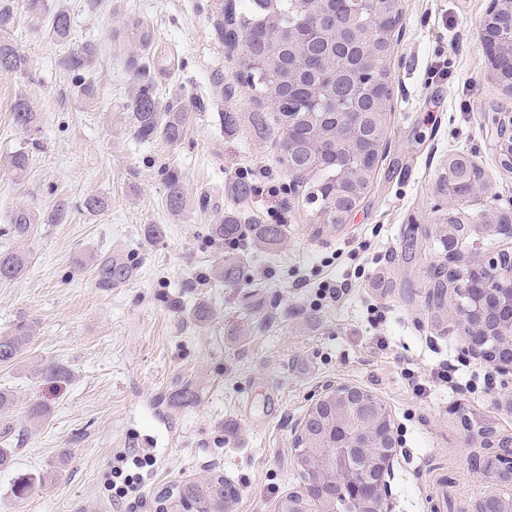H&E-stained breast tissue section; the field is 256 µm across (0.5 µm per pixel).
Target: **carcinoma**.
I'll use <instances>...</instances> for the list:
<instances>
[{
    "instance_id": "cac0c4a2",
    "label": "carcinoma",
    "mask_w": 512,
    "mask_h": 512,
    "mask_svg": "<svg viewBox=\"0 0 512 512\" xmlns=\"http://www.w3.org/2000/svg\"><path fill=\"white\" fill-rule=\"evenodd\" d=\"M304 6L299 0H215L217 13L216 31L218 38L230 49L240 50L242 72L245 73L247 84L255 92V102L262 105L281 97L292 95L307 98L316 94L321 85L328 79L327 73L310 65V58H295L288 51V43L275 36L290 25L297 26L302 19L303 8L315 10L318 0H308ZM387 0H366L362 13L350 19L353 28L366 38H373L375 49L372 62L377 69H382L386 58L392 53L393 42L385 41L372 35L370 19L372 15L385 8ZM23 9L29 21L38 26L43 22L47 4L45 0H24ZM301 26V25H299ZM71 19L67 10L57 9L48 27V36L57 42H63L70 36ZM307 31L306 26H301ZM94 52L85 47L73 52L64 59V65L73 73H81L93 66ZM29 59L18 51L11 43L0 39V72L23 75L28 72ZM127 109L131 114L133 128L137 136L144 140L161 136L167 142H180L186 130V113L178 102L164 103L156 86L149 82L136 79L132 82L128 93ZM13 121L16 126L28 129L36 123V113L24 100L16 101L13 108ZM302 130L319 138L323 144L336 139V121L327 120L316 115H300L293 117ZM280 162L287 169L307 166L312 172L315 182L312 185L314 194L320 202L331 199L330 189L336 181V167L326 163L315 167L298 153L288 154L282 151ZM166 205L174 214L182 213L187 207V196L180 176L167 174ZM35 219L25 207L15 210L12 224L7 232L16 237L28 235ZM241 225L229 216L218 224L210 227L209 235L215 240L233 239L240 234ZM255 239L264 245L280 244L283 229L280 224H257L254 226ZM26 254L21 251L0 252V281L9 282L19 278L25 270ZM215 278L224 283L226 288H236L242 279L238 261L231 260L215 268ZM33 339L32 326L21 323L11 334L0 336V365L14 366L20 362L25 349ZM32 374L47 380H58L68 375L66 368L53 361H40L32 366ZM48 416V409L39 403L28 406L25 414L26 428L33 429L41 425ZM296 457H306V463H297L301 481L310 484L315 478L314 468L317 460L308 447V443L295 441ZM34 479L21 477L13 485L14 503L21 504L32 490ZM239 491L236 485L227 480L223 474L213 471L194 481L185 480L178 486L176 495L169 509L179 512L184 509H197V512H224L225 507H234ZM332 512H353L356 508L350 490L337 494L329 504Z\"/></svg>"
}]
</instances>
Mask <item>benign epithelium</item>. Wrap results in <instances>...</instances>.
<instances>
[{
    "label": "benign epithelium",
    "mask_w": 512,
    "mask_h": 512,
    "mask_svg": "<svg viewBox=\"0 0 512 512\" xmlns=\"http://www.w3.org/2000/svg\"><path fill=\"white\" fill-rule=\"evenodd\" d=\"M364 0H327L325 12L310 19L313 28L325 27L332 34L335 46L333 54L336 67L330 77L336 80V128L363 127L375 120L379 110L391 105L394 88L391 78L370 70H353L346 49L355 46L360 54L372 52L371 43L357 39L349 27V16L361 10ZM403 17L400 9L383 11L374 18L372 31L386 37L401 31ZM479 38L490 65V73L503 88L512 93V0H490L479 26ZM497 125V147L502 163L512 168V117L493 118ZM354 146L362 158V169L374 164L375 154L381 143L369 139L355 140ZM315 160L336 164V213L343 214L342 223L359 208L360 187L357 179L347 175L343 156L338 150L319 149ZM475 163L467 156L454 155L448 159V186L445 194L454 201H463L485 190V182L469 176ZM499 234L512 239V207L501 209L493 216ZM448 281L454 284L459 298L455 316L466 337L468 351L484 358L492 357L498 371H512V252L501 249L479 255L452 253L448 256ZM316 408L308 411L301 427L319 419L328 412L336 414L337 407L344 405L346 416L336 420V432L347 439L333 442L317 441L316 456L325 470L330 463L344 462L342 473L365 469L370 475V487L374 497L360 492L356 495L357 512H389L388 488L392 476L393 459L397 440L390 419L384 418L369 392L354 385L341 384L315 400ZM471 432L463 433L466 445L485 443L487 448L497 449L498 454H512V435L505 434L497 424L485 417L470 419ZM475 473L493 486L491 492L475 502L470 512H502L503 500L512 502V469L490 470L482 464ZM339 485L317 476L312 485H305L301 492L313 491L323 501L336 495Z\"/></svg>",
    "instance_id": "obj_1"
}]
</instances>
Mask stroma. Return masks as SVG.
<instances>
[{"label": "stroma", "instance_id": "35a3bbf8", "mask_svg": "<svg viewBox=\"0 0 512 512\" xmlns=\"http://www.w3.org/2000/svg\"><path fill=\"white\" fill-rule=\"evenodd\" d=\"M59 1L71 18L69 42H51L22 19L4 35L30 68L0 73V156L22 148L29 164L0 168V226L20 206L38 222L23 240L0 236V252L29 257L20 278L0 284V335L22 321L36 325L24 364L0 367V387L16 396L14 429L25 430L29 402L49 415L25 431L13 466L0 471V512H157L161 492L213 469L237 484L235 512H275L299 487L301 419L340 383L376 395L393 421L391 512H431L441 499V512H469L489 486L471 469L454 413L478 411L512 432V373L468 352L453 288L435 284L449 250L512 247L485 218L512 204V169L500 163L492 122L512 115V95L490 76L478 38L489 0H400L382 153L360 207L339 227L310 223L311 205L289 193L280 130L255 136L252 93L237 78V55L215 35L213 0L47 3ZM137 21L152 32L150 48L129 43ZM86 46L95 50L90 104L62 64ZM441 63L446 76H433ZM138 77L185 108L180 142L136 135L127 103ZM21 98L37 114L29 131L12 118ZM228 112L238 120L232 131ZM458 153L481 168L487 188L463 206L467 232L452 239L440 180ZM172 170L192 201L179 215L166 207ZM240 179L251 187L242 201L231 191ZM93 195L108 209L86 210ZM61 201L64 220L46 223ZM230 212L242 224L282 225L283 243L264 250L248 241L227 252L207 230ZM230 254L243 270L237 288L211 276ZM110 256L131 271L103 288L99 263ZM326 276L352 287L317 309L298 280ZM201 302L211 311L204 324L191 316ZM41 359L68 378L30 374L27 362ZM444 365L468 379V391L434 383L425 396L412 394L405 369L427 378ZM187 383L195 402L170 405ZM129 448L156 464L135 504L121 507L109 486L117 453ZM22 476L41 482L16 506L11 488Z\"/></svg>", "mask_w": 512, "mask_h": 512}]
</instances>
